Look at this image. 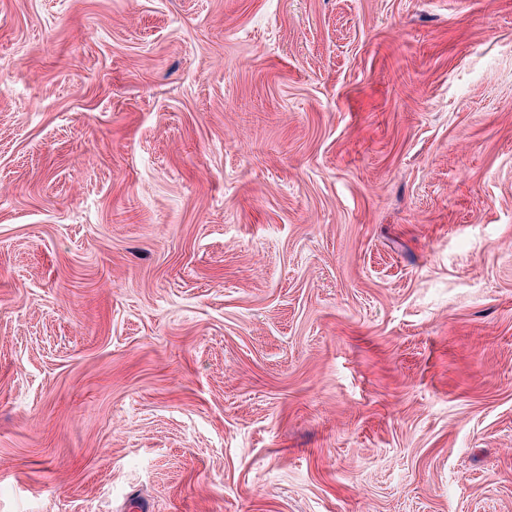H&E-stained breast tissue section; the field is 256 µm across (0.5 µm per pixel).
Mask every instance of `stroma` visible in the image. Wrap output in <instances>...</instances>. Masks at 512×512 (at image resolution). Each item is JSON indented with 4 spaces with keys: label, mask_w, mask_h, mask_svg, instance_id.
Returning <instances> with one entry per match:
<instances>
[{
    "label": "stroma",
    "mask_w": 512,
    "mask_h": 512,
    "mask_svg": "<svg viewBox=\"0 0 512 512\" xmlns=\"http://www.w3.org/2000/svg\"><path fill=\"white\" fill-rule=\"evenodd\" d=\"M512 512V0H0V512Z\"/></svg>",
    "instance_id": "35a3bbf8"
}]
</instances>
